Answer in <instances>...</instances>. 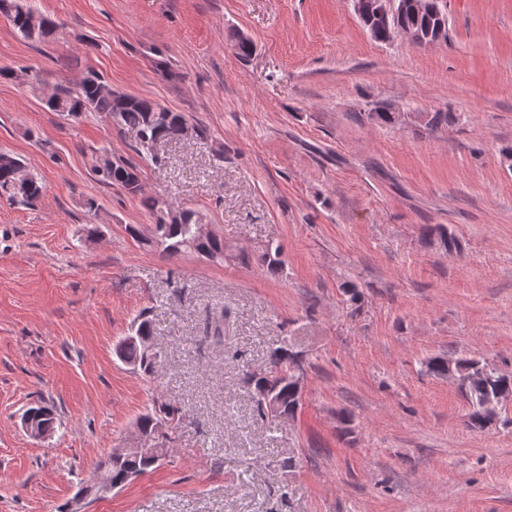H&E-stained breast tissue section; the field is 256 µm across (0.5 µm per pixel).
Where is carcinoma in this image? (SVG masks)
<instances>
[{
    "instance_id": "cac0c4a2",
    "label": "carcinoma",
    "mask_w": 512,
    "mask_h": 512,
    "mask_svg": "<svg viewBox=\"0 0 512 512\" xmlns=\"http://www.w3.org/2000/svg\"><path fill=\"white\" fill-rule=\"evenodd\" d=\"M0 13L10 19L17 34L27 41H47L58 29L56 20L33 9L29 0H0ZM398 23L422 30L427 35L428 43L448 39L447 19L441 11L429 16L405 12L398 17ZM230 39L239 57L247 59L252 56L254 44L244 33L234 31ZM42 103L49 110L66 116L73 113L77 119L88 112L107 115L114 126L135 132L138 139L137 152L158 165L164 163V158L156 153L155 143L180 139L182 128L188 125V119L183 113L174 112L150 98L117 91L104 78L92 73L74 87L58 88L46 96ZM94 171L102 181L118 186L131 195L141 196L142 206L152 219L150 236L145 238L147 243L161 248L169 256L193 250L211 261L224 260V241L221 238L211 236L202 241L195 240V225L202 221L197 212L190 209L178 210L158 196L143 195L135 164L107 153L96 159ZM45 190L43 182L27 170L21 159L0 151L1 200L33 207L40 201ZM152 338L153 330L149 320L144 316L136 318L131 325L130 335L118 343L116 353L119 360L148 375L152 374L155 369L154 360L145 344V341ZM454 372L472 407L467 427L481 431L494 417L488 409V401L498 395H512V378L471 356L456 359ZM249 382L254 387L256 409L260 415L276 421L297 412L301 388L291 371L288 352L275 350L269 371L250 375ZM28 413L40 429L56 424L54 411L48 406L31 407ZM178 413L179 410L174 406L156 402L138 417L136 431L146 439L166 440L168 430L175 426ZM159 463L158 459L142 456H130L123 460L110 456L98 465L95 474L123 486Z\"/></svg>"
}]
</instances>
